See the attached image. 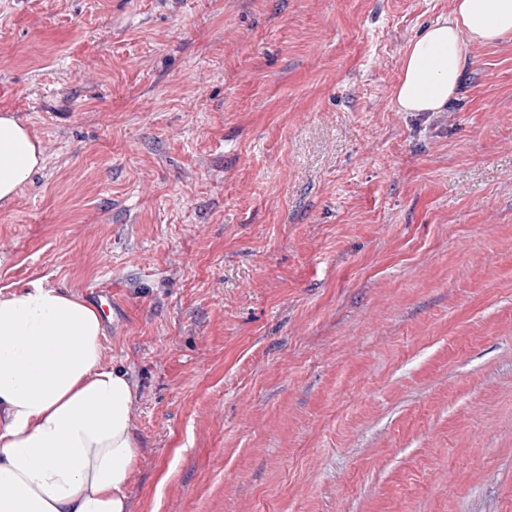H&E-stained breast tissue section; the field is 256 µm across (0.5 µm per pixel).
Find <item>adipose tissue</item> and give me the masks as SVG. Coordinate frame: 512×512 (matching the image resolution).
Segmentation results:
<instances>
[{
	"instance_id": "1",
	"label": "adipose tissue",
	"mask_w": 512,
	"mask_h": 512,
	"mask_svg": "<svg viewBox=\"0 0 512 512\" xmlns=\"http://www.w3.org/2000/svg\"><path fill=\"white\" fill-rule=\"evenodd\" d=\"M453 2L410 42L398 111H443L469 46L512 38V0ZM42 163L27 126L0 114V202ZM103 355L101 319L78 299L40 283L0 294V512H128L134 391Z\"/></svg>"
}]
</instances>
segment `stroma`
Instances as JSON below:
<instances>
[{"mask_svg":"<svg viewBox=\"0 0 512 512\" xmlns=\"http://www.w3.org/2000/svg\"><path fill=\"white\" fill-rule=\"evenodd\" d=\"M451 8L0 0V293L111 285L130 512H512V40L393 103ZM42 149L29 129L9 113L0 114V202L8 203L41 168Z\"/></svg>","mask_w":512,"mask_h":512,"instance_id":"1","label":"stroma"}]
</instances>
